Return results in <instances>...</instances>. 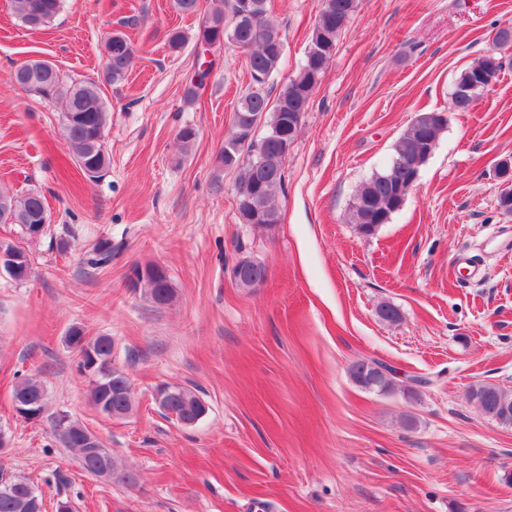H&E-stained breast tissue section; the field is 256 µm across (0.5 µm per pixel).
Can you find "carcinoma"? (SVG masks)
<instances>
[{
	"mask_svg": "<svg viewBox=\"0 0 512 512\" xmlns=\"http://www.w3.org/2000/svg\"><path fill=\"white\" fill-rule=\"evenodd\" d=\"M62 0H11L15 16L31 30H40L52 23L61 9ZM251 14L259 18L255 27L249 20L224 22V11L235 15V0H217L211 13L202 18L198 34H212L222 37L245 55L254 83L267 82L280 68L284 54L280 48L284 39L278 26L268 16L267 0H250ZM357 9V0H322V9L318 16L317 27L312 34L318 37L331 51L335 50L338 37L347 26ZM333 54L323 56H305L296 75L280 89L275 99L266 92L249 90L243 94L233 111L229 135L224 140L220 160L227 172H236L237 189L246 188L255 192L259 198L263 214L268 218L280 220L277 198L284 183V167L288 156L278 135L288 128V123L298 115H305L311 104V97H302L293 89L303 87L312 74L322 75ZM104 69L107 80L116 84L125 79L132 69L135 50L129 40L120 32L112 34L104 45ZM500 71L503 63L494 55H485L472 66L465 68L456 79L465 83L471 77L487 68ZM10 80L24 91L42 100L62 102L63 114L68 116L64 129L65 142L70 157L74 160L82 175L95 169L98 174L93 179L100 180L108 172L110 159L104 145L105 129L108 123V107L98 85L93 82L73 81L64 86L65 79L56 66L45 60H29L20 70L10 73ZM266 127L267 142L261 144L254 138L259 125ZM444 121L425 130L416 121L404 131L396 147V156L387 169L374 174L362 183L356 191L352 205V223L356 229L364 231L375 224L376 216L390 208L393 196L402 191L410 192L415 185L419 169L426 163L428 156L417 154L419 144L428 139L438 142L447 128ZM6 211L13 217V223L20 227L27 240H32L30 229L42 223L48 215L44 197L35 192L14 196L0 192V211ZM14 257V270L8 272L11 279L24 281L27 271L32 269L31 256L21 248L7 247ZM112 260V246L103 240L96 246L95 256L88 264L102 265ZM267 276L266 267L246 266L236 284L246 288L255 279ZM96 346L99 363L108 365L105 372H85L84 359H79L78 370L88 383L90 400L98 413L105 417L125 412L132 407L131 384L128 376L112 365V338L97 336L92 338ZM377 360L354 362L349 370L350 378L365 390L378 389L387 393L400 392L409 397L411 389L394 378L381 375L374 366ZM173 413L176 420H188L205 409L202 399L193 391L172 388ZM468 397L473 400L481 412L489 419L512 427V390L497 384L481 383L473 386ZM13 399L19 402H32L46 407V393L41 381L33 377H24L14 386ZM61 415L52 419V434L57 441L74 451L82 469L93 473L81 446L80 437L83 426L70 421L71 438L66 441L59 437L57 424ZM101 453L112 468L113 477L125 485H133L137 478L131 472H123L112 453L99 444ZM25 502L35 503L32 512H42L44 501L38 488L27 478L19 475H0V512H24Z\"/></svg>",
	"mask_w": 512,
	"mask_h": 512,
	"instance_id": "cac0c4a2",
	"label": "carcinoma"
}]
</instances>
